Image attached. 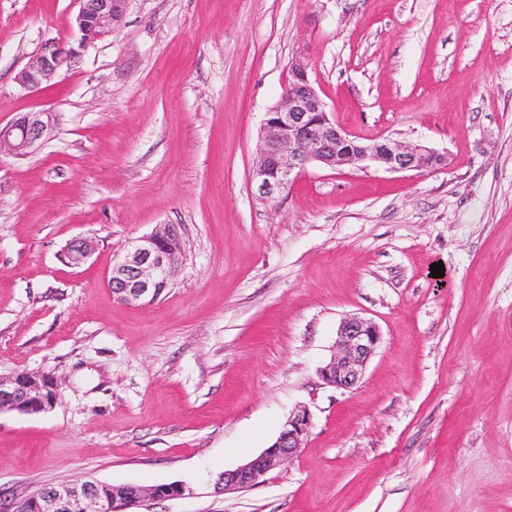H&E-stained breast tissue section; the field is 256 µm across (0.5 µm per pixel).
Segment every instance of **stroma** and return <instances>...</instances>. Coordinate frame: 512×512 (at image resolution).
Segmentation results:
<instances>
[{
  "label": "stroma",
  "mask_w": 512,
  "mask_h": 512,
  "mask_svg": "<svg viewBox=\"0 0 512 512\" xmlns=\"http://www.w3.org/2000/svg\"><path fill=\"white\" fill-rule=\"evenodd\" d=\"M78 10L0 0V129L50 115L28 154L0 147V375L60 382L53 410L0 413V496L98 480L185 486L136 512H512V0H129L22 87ZM299 55L351 137L444 164L312 165L261 199L258 135ZM160 224L182 243L168 288L113 298L114 260ZM351 316L382 340L344 391L319 370ZM301 407V452L219 493ZM75 55V49L68 42L46 41L19 74L18 81L24 87H38L67 67Z\"/></svg>",
  "instance_id": "35a3bbf8"
}]
</instances>
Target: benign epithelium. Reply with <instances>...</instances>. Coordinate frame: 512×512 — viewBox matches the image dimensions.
<instances>
[{
  "label": "benign epithelium",
  "instance_id": "7a95c632",
  "mask_svg": "<svg viewBox=\"0 0 512 512\" xmlns=\"http://www.w3.org/2000/svg\"><path fill=\"white\" fill-rule=\"evenodd\" d=\"M75 18L81 38L79 46L92 44L112 33L124 16L128 0H78ZM76 55L67 42L49 40L19 74L24 87L48 82L68 66ZM306 58L292 62L283 99L266 112V119L252 170V182L259 195L274 199L286 190L311 164L334 169L373 163L387 170L425 171L443 164V157L425 145L399 141L357 142L333 121L327 105L313 86ZM44 112L22 117L8 135L13 149L27 153L42 139L49 127ZM94 250L93 242L77 238L69 243L68 258L79 264ZM182 258L181 239L176 226L163 224L127 247L112 266L106 283L112 297L142 306L156 301L168 287L172 272ZM381 342L378 326L360 317L344 320L337 332L336 351L321 370L323 381L337 389L349 390L361 380L366 366ZM59 392L56 380L29 371L0 376V412L38 414L53 409ZM311 425L305 409L295 411L276 440L246 463L224 472L221 492L250 487L269 471L293 458L302 448ZM179 484L144 489L135 485L101 488L96 481L58 484L42 488L35 496L37 512H125L128 506L146 499L179 496Z\"/></svg>",
  "mask_w": 512,
  "mask_h": 512
}]
</instances>
